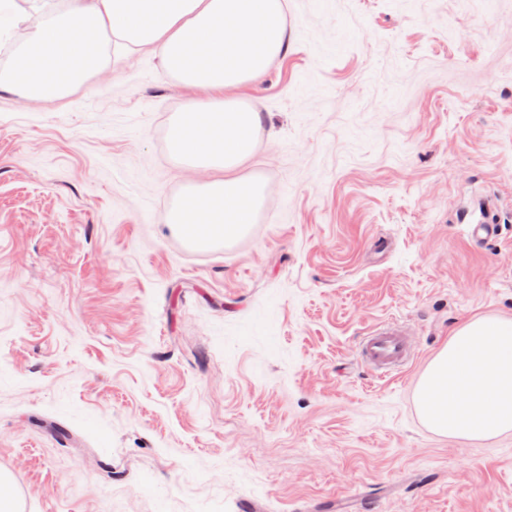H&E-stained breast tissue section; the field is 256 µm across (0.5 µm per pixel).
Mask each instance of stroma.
Instances as JSON below:
<instances>
[{"instance_id": "35a3bbf8", "label": "stroma", "mask_w": 512, "mask_h": 512, "mask_svg": "<svg viewBox=\"0 0 512 512\" xmlns=\"http://www.w3.org/2000/svg\"><path fill=\"white\" fill-rule=\"evenodd\" d=\"M72 0H11L0 71ZM68 92L0 80V473L17 512H512V430L417 404L452 329L512 319V0H288L246 233L170 222L191 89L111 32ZM493 201L496 235L470 222ZM383 323L408 362L360 355Z\"/></svg>"}]
</instances>
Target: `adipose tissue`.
Returning <instances> with one entry per match:
<instances>
[{
	"label": "adipose tissue",
	"instance_id": "adipose-tissue-1",
	"mask_svg": "<svg viewBox=\"0 0 512 512\" xmlns=\"http://www.w3.org/2000/svg\"><path fill=\"white\" fill-rule=\"evenodd\" d=\"M107 29L135 45L155 46L186 86L209 91L207 102L172 125V154L209 173L174 212L175 228L205 245L242 234L261 202L259 185L239 176L261 114L237 93L266 73L285 48L283 0H91L66 23L35 32L28 43L42 64L12 77L18 92L67 91L76 76L66 66L73 38ZM421 408L437 432L489 438L512 429V320L480 317L454 330L429 365L419 389Z\"/></svg>",
	"mask_w": 512,
	"mask_h": 512
}]
</instances>
